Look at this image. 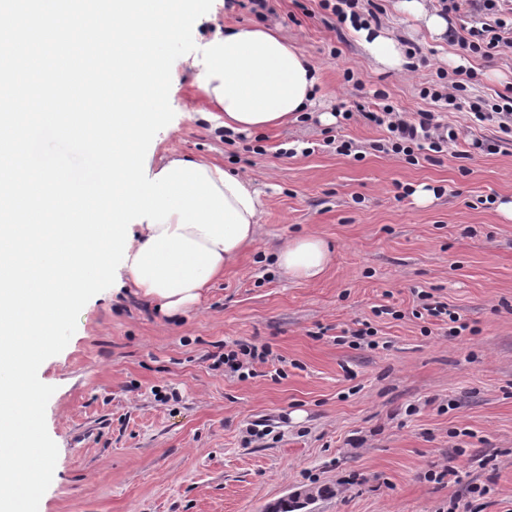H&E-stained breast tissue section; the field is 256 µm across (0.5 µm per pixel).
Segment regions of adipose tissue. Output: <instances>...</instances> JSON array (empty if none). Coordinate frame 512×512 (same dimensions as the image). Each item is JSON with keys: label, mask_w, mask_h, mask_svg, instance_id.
Segmentation results:
<instances>
[{"label": "adipose tissue", "mask_w": 512, "mask_h": 512, "mask_svg": "<svg viewBox=\"0 0 512 512\" xmlns=\"http://www.w3.org/2000/svg\"><path fill=\"white\" fill-rule=\"evenodd\" d=\"M199 87L222 112L221 127L235 133L280 126L312 107L318 78L298 48L275 30L239 25L207 40L189 64ZM206 172L230 205L249 222L243 240L232 248L216 245L220 259L214 275L223 274L259 232L260 194L246 175L216 163ZM276 265L288 277L312 280L331 262L326 241L316 234L289 239L275 254Z\"/></svg>", "instance_id": "1"}]
</instances>
